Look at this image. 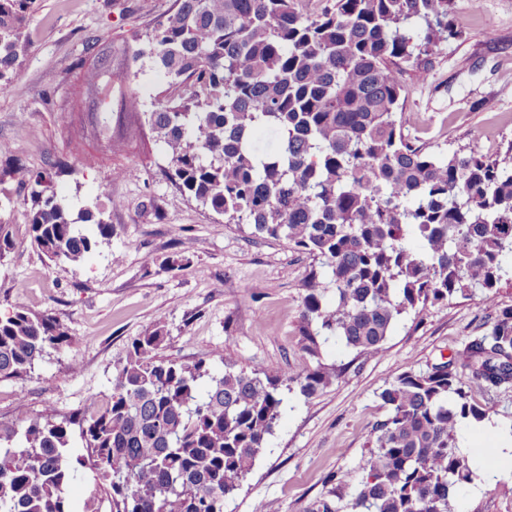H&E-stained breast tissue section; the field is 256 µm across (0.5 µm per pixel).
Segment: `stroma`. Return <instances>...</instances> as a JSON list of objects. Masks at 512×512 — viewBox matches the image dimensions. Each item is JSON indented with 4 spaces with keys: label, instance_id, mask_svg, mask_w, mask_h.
I'll return each mask as SVG.
<instances>
[{
    "label": "stroma",
    "instance_id": "stroma-1",
    "mask_svg": "<svg viewBox=\"0 0 512 512\" xmlns=\"http://www.w3.org/2000/svg\"><path fill=\"white\" fill-rule=\"evenodd\" d=\"M173 0H36L25 27L31 42L11 89L0 96V142L15 158L53 173L51 187L76 208L97 206L113 227L82 264L51 262L34 244L27 224L30 202L10 178L0 179V220L11 226L13 247L0 258V311L22 306L51 313L76 336L73 348L47 349L24 379L0 381V421L20 411L60 419L105 400L132 339L157 327L161 356L184 363H218L231 355L238 368L273 373L301 363L298 317L304 280L318 261L287 241L258 239L246 224L181 194L167 180L162 147L142 115L112 123L122 151H107L90 131L92 110L82 79L96 50L112 52V94L138 88L152 106L168 86L165 74L135 61L144 33ZM463 38L421 56L426 81L406 68L403 132L429 152L462 149L512 154V0H456ZM81 138L79 155L69 153ZM130 177L116 178V169ZM155 265L146 266L145 257ZM512 308V281H501L494 302L481 290L401 315L378 357L327 344L325 363H344L343 376L317 394L284 396V414L224 512H254L273 501L279 512H310L347 475L352 498L367 473V436L388 409L379 397L388 380L448 360ZM455 512H512V477L469 484Z\"/></svg>",
    "mask_w": 512,
    "mask_h": 512
}]
</instances>
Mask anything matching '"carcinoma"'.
<instances>
[{
  "instance_id": "obj_1",
  "label": "carcinoma",
  "mask_w": 512,
  "mask_h": 512,
  "mask_svg": "<svg viewBox=\"0 0 512 512\" xmlns=\"http://www.w3.org/2000/svg\"><path fill=\"white\" fill-rule=\"evenodd\" d=\"M31 4L0 0V93L30 52ZM461 36L454 0H332L316 15L301 0H174L135 53L169 78L146 113L167 179L225 223L320 261L299 315L307 362L249 373L223 356L216 373L204 360L160 356L164 330L146 332L106 404L60 421L0 422V512H73L64 488L80 466L96 473L85 512H98L102 491L111 512H224L281 419L284 391L296 384L312 396L343 373L321 360L330 340L379 356L404 313L473 288L494 299L512 276V157H439L402 131L404 69L424 79L419 57ZM111 75L101 53L84 70L100 105H112ZM142 105L135 88L122 101L126 114ZM92 131L122 150L110 129ZM0 157L29 194V230L50 260L80 264L112 237L91 208L74 214L49 190V173L11 161L6 143ZM74 344L49 314H0V381L27 376L46 348ZM463 371L487 390L512 386V308L449 360L386 382L388 414L369 433L351 512H454L473 480L460 427L486 417ZM75 427L88 456L74 459Z\"/></svg>"
}]
</instances>
